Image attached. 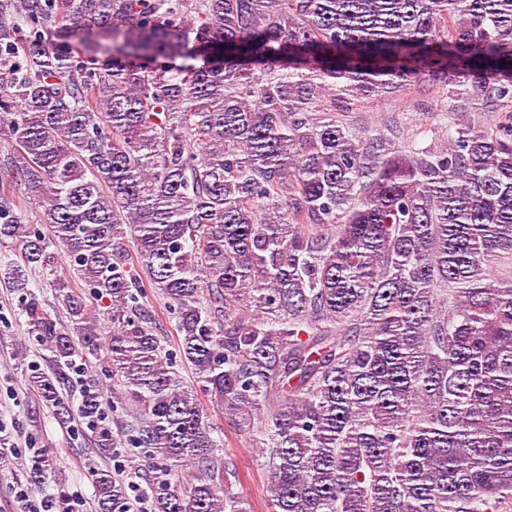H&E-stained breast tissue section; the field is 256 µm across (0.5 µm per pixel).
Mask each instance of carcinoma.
Returning <instances> with one entry per match:
<instances>
[{"label":"carcinoma","mask_w":512,"mask_h":512,"mask_svg":"<svg viewBox=\"0 0 512 512\" xmlns=\"http://www.w3.org/2000/svg\"><path fill=\"white\" fill-rule=\"evenodd\" d=\"M426 80L494 123L399 150L331 112ZM0 136V180L46 225L0 204V280L54 276L68 318L24 300L55 368L30 386L64 425L61 370L104 356L150 512L248 509L147 288L255 435L271 512H512V277L490 274L512 256V0H0ZM101 405L92 380L79 412L107 452ZM50 468L32 456L27 481ZM96 507L130 508L108 470ZM13 192L9 193V197L13 199L18 206L16 214L24 224H30L31 226H37L42 228L40 224H37L38 215L41 211V207L36 197L27 194L23 185L13 183ZM21 202V207H19Z\"/></svg>","instance_id":"obj_1"}]
</instances>
